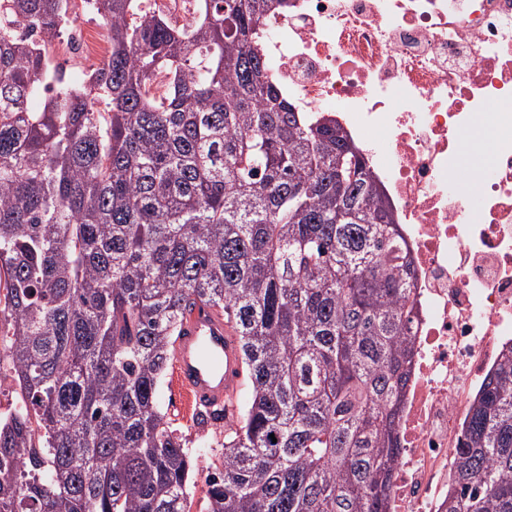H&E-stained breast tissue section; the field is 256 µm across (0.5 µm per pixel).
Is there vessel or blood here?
<instances>
[{
    "mask_svg": "<svg viewBox=\"0 0 512 512\" xmlns=\"http://www.w3.org/2000/svg\"><path fill=\"white\" fill-rule=\"evenodd\" d=\"M176 378L190 401L233 414L244 387L237 336L222 315L203 306L183 321L176 343Z\"/></svg>",
    "mask_w": 512,
    "mask_h": 512,
    "instance_id": "1",
    "label": "vessel or blood"
}]
</instances>
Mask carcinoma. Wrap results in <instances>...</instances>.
I'll return each instance as SVG.
<instances>
[{"label":"carcinoma","mask_w":512,"mask_h":512,"mask_svg":"<svg viewBox=\"0 0 512 512\" xmlns=\"http://www.w3.org/2000/svg\"><path fill=\"white\" fill-rule=\"evenodd\" d=\"M98 2L111 50L71 88L48 54L71 0H0V512H191L160 390L199 305L249 381L206 512H387L410 254L360 149L270 74L263 25L288 0H200L182 27ZM222 420L195 411L198 447ZM442 512H512L511 346Z\"/></svg>","instance_id":"obj_1"}]
</instances>
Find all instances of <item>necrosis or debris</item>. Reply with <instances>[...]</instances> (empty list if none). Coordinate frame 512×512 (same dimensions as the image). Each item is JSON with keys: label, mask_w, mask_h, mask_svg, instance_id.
Segmentation results:
<instances>
[{"label": "necrosis or debris", "mask_w": 512, "mask_h": 512, "mask_svg": "<svg viewBox=\"0 0 512 512\" xmlns=\"http://www.w3.org/2000/svg\"><path fill=\"white\" fill-rule=\"evenodd\" d=\"M263 39L296 111L356 142L411 251L388 512H440L470 405L512 343V0H289ZM58 40L75 85L110 52L81 23Z\"/></svg>", "instance_id": "1"}]
</instances>
